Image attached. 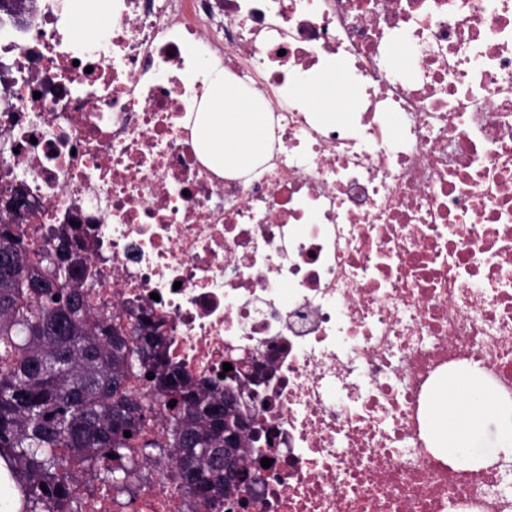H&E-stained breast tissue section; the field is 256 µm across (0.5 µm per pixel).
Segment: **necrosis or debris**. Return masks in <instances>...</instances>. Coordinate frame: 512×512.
Returning a JSON list of instances; mask_svg holds the SVG:
<instances>
[{"label":"necrosis or debris","instance_id":"necrosis-or-debris-1","mask_svg":"<svg viewBox=\"0 0 512 512\" xmlns=\"http://www.w3.org/2000/svg\"><path fill=\"white\" fill-rule=\"evenodd\" d=\"M60 9L21 42L0 14V192L25 183L31 248L76 224L94 314L162 321L199 381L233 356L244 466L271 461L203 508L133 448L84 512H512V461L451 465L432 424L464 375L512 400V0H112L87 39ZM335 65L343 122L303 91ZM217 72L271 117L243 177L186 122Z\"/></svg>","mask_w":512,"mask_h":512}]
</instances>
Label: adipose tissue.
I'll list each match as a JSON object with an SVG mask.
<instances>
[{
    "label": "adipose tissue",
    "mask_w": 512,
    "mask_h": 512,
    "mask_svg": "<svg viewBox=\"0 0 512 512\" xmlns=\"http://www.w3.org/2000/svg\"><path fill=\"white\" fill-rule=\"evenodd\" d=\"M196 125L203 145L201 157L212 169L247 173L265 153L269 129L264 113L255 111L252 101L239 86L222 76L211 79L202 96ZM482 405L473 401L466 413L449 423H440L436 438L449 461H456V446L468 450L465 463L480 465L512 456V412L501 410L494 434H487Z\"/></svg>",
    "instance_id": "obj_1"
}]
</instances>
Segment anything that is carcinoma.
<instances>
[{"label": "carcinoma", "mask_w": 512, "mask_h": 512, "mask_svg": "<svg viewBox=\"0 0 512 512\" xmlns=\"http://www.w3.org/2000/svg\"><path fill=\"white\" fill-rule=\"evenodd\" d=\"M36 2L0 0V11H32ZM59 242L52 229L47 244L33 252L17 225L0 222V469L12 481L17 512H82L74 460L101 489H122L136 468L126 451L159 412L167 442L141 441L140 448L176 465L192 459L206 495L183 478L180 485L203 504L228 495L224 433L239 416L224 413L216 383L199 384L164 362L160 342L145 352L141 322L126 333L90 319L77 288L85 279L84 259L61 272L41 258ZM133 373L144 377L147 392L127 388ZM110 454L115 465L100 467Z\"/></svg>", "instance_id": "obj_1"}]
</instances>
